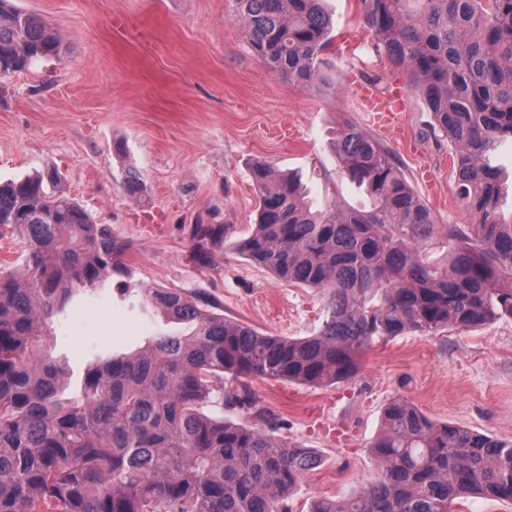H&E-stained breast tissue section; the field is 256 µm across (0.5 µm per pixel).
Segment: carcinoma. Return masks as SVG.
I'll return each instance as SVG.
<instances>
[{"mask_svg": "<svg viewBox=\"0 0 512 512\" xmlns=\"http://www.w3.org/2000/svg\"><path fill=\"white\" fill-rule=\"evenodd\" d=\"M255 54L311 86L321 79L331 19L322 0H238ZM374 48L406 67L435 127L455 147L457 193L479 216L443 261L422 257L435 218L393 154L356 125L336 139L341 173L366 195L314 210L292 174L257 162V220L241 252L277 279L325 293L313 336L260 334L178 289L133 288L145 308L182 326L130 355L96 360L77 380L47 355L49 325L75 297L124 275L125 244L70 197L46 166L0 183V230L25 243L23 276L0 268V512H291L317 464L309 449L261 427L208 415L224 379L307 386L355 374L368 345L407 332L466 330L512 317V219L498 217L501 170L492 152L512 140V0H361ZM59 34L0 0V77L58 56ZM228 228L196 224L194 257ZM374 476L355 494L309 512H452L473 495L512 501V443L435 422L394 399L370 446Z\"/></svg>", "mask_w": 512, "mask_h": 512, "instance_id": "obj_1", "label": "carcinoma"}]
</instances>
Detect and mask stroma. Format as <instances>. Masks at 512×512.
I'll return each mask as SVG.
<instances>
[{
    "mask_svg": "<svg viewBox=\"0 0 512 512\" xmlns=\"http://www.w3.org/2000/svg\"><path fill=\"white\" fill-rule=\"evenodd\" d=\"M62 38L59 56L5 79L0 93V181L45 165L124 241L125 282L177 288L215 298L229 320L274 336H310L321 327V290L278 280L237 244L257 219L250 168L264 161L297 173L314 208L363 202L342 178L334 152L347 124L375 129L358 91L376 77L407 88L402 137L384 138L415 193L432 211L435 237L424 255L443 260L449 228L474 219L455 190L454 146L434 127L405 68L377 54L361 0H324L333 47L325 79L313 86L271 70L250 47L236 0H14ZM141 195L123 188L127 169ZM224 224L223 245L195 261L191 230ZM112 281L55 317L51 353L81 372L114 353H130L171 331L159 313L142 312ZM249 389L254 410L228 406ZM227 420L253 425L256 411L280 419L279 437L319 457L289 505L358 490L371 476L370 445L385 406L404 398L430 419L512 442V317L464 331L405 333L367 348L354 377L309 387L282 380L224 382Z\"/></svg>",
    "mask_w": 512,
    "mask_h": 512,
    "instance_id": "35a3bbf8",
    "label": "stroma"
}]
</instances>
